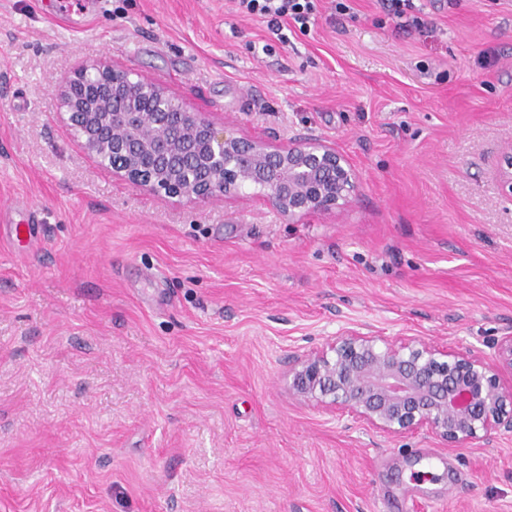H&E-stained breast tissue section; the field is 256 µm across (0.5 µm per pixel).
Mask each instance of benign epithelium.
Returning a JSON list of instances; mask_svg holds the SVG:
<instances>
[{
	"label": "benign epithelium",
	"instance_id": "7a95c632",
	"mask_svg": "<svg viewBox=\"0 0 512 512\" xmlns=\"http://www.w3.org/2000/svg\"><path fill=\"white\" fill-rule=\"evenodd\" d=\"M60 113L91 157L112 174L173 203L237 198L258 189L292 223L345 208L358 176L335 148L312 138L286 144L250 138L153 80L106 62L80 65L58 85ZM499 180L512 196V143ZM293 394L349 413L391 437L424 432L448 448L512 432V334L490 357L448 350L412 336L387 340L349 332L297 357Z\"/></svg>",
	"mask_w": 512,
	"mask_h": 512
}]
</instances>
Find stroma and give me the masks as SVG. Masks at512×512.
I'll list each match as a JSON object with an SVG mask.
<instances>
[{
  "label": "stroma",
  "mask_w": 512,
  "mask_h": 512,
  "mask_svg": "<svg viewBox=\"0 0 512 512\" xmlns=\"http://www.w3.org/2000/svg\"><path fill=\"white\" fill-rule=\"evenodd\" d=\"M0 0V512H512V432L390 437L288 390L354 329L493 355L512 333V0H322L287 43L233 0ZM99 58L216 124L313 137L354 201L291 224L262 199L169 203L59 117ZM383 8L396 21L400 29H415L422 31L428 27L420 16L423 12L422 5H416L415 0H381Z\"/></svg>",
  "instance_id": "1"
}]
</instances>
